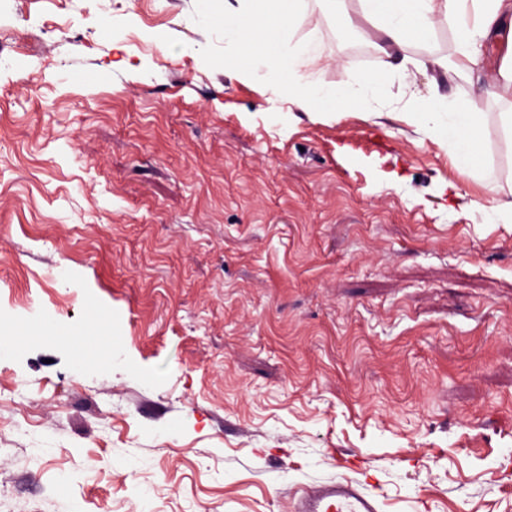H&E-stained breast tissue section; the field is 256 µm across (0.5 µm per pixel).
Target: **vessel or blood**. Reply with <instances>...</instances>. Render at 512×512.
Instances as JSON below:
<instances>
[{"instance_id": "1", "label": "vessel or blood", "mask_w": 512, "mask_h": 512, "mask_svg": "<svg viewBox=\"0 0 512 512\" xmlns=\"http://www.w3.org/2000/svg\"><path fill=\"white\" fill-rule=\"evenodd\" d=\"M376 494L354 481H336L305 490L293 505V512H379Z\"/></svg>"}]
</instances>
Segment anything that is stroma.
<instances>
[{
	"label": "stroma",
	"mask_w": 512,
	"mask_h": 512,
	"mask_svg": "<svg viewBox=\"0 0 512 512\" xmlns=\"http://www.w3.org/2000/svg\"><path fill=\"white\" fill-rule=\"evenodd\" d=\"M195 0H0V512H512V136L486 184L402 119L489 84L407 51L341 121L208 67ZM324 86L382 59L315 0ZM376 494L354 481H336L305 490L293 505V512H379Z\"/></svg>",
	"instance_id": "35a3bbf8"
}]
</instances>
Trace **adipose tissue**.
Instances as JSON below:
<instances>
[{
  "mask_svg": "<svg viewBox=\"0 0 512 512\" xmlns=\"http://www.w3.org/2000/svg\"><path fill=\"white\" fill-rule=\"evenodd\" d=\"M365 15L380 33L373 48L395 66L400 52L429 46L436 26H444L453 38L451 56H435L433 67L458 73L472 72L483 57L492 36L505 34L494 63L493 85L512 90V0H359ZM405 121L422 130L447 151L463 173L489 182L492 172L480 159L491 135L477 103L458 111L448 109L447 95L412 98L403 113Z\"/></svg>",
  "mask_w": 512,
  "mask_h": 512,
  "instance_id": "1",
  "label": "adipose tissue"
}]
</instances>
